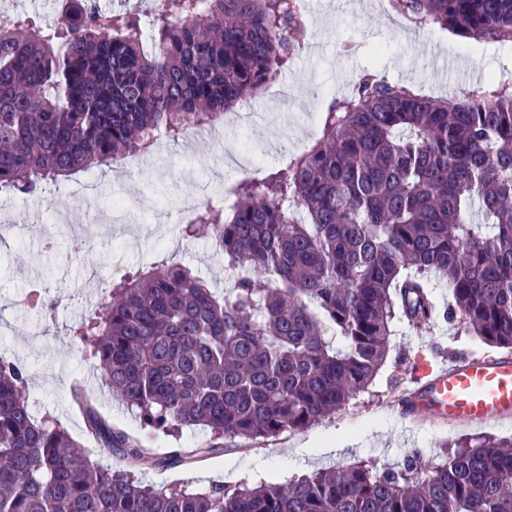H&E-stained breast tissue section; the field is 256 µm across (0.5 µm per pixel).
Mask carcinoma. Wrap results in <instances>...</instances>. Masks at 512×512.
I'll use <instances>...</instances> for the list:
<instances>
[{
  "mask_svg": "<svg viewBox=\"0 0 512 512\" xmlns=\"http://www.w3.org/2000/svg\"><path fill=\"white\" fill-rule=\"evenodd\" d=\"M392 2L410 25L512 44V0ZM157 12L150 48L136 10L94 0L43 23L0 16V189L111 169L149 153L157 130L175 143L222 122L304 48L305 0H158ZM201 230L230 287L151 263L71 332L141 426L201 425L213 441L159 459L77 385L98 451L127 461L112 470L33 415L27 367L1 357L0 512H512V438L461 439L437 466L342 465L232 491L131 473L321 422L373 382L395 322L435 319L431 276L469 331L512 349V76L443 98L367 74L286 164L196 208L182 231Z\"/></svg>",
  "mask_w": 512,
  "mask_h": 512,
  "instance_id": "obj_1",
  "label": "carcinoma"
}]
</instances>
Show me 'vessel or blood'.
Instances as JSON below:
<instances>
[{"mask_svg": "<svg viewBox=\"0 0 512 512\" xmlns=\"http://www.w3.org/2000/svg\"><path fill=\"white\" fill-rule=\"evenodd\" d=\"M413 425L479 427L512 420V354L419 365L399 402Z\"/></svg>", "mask_w": 512, "mask_h": 512, "instance_id": "vessel-or-blood-1", "label": "vessel or blood"}]
</instances>
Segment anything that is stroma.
<instances>
[{
  "instance_id": "35a3bbf8",
  "label": "stroma",
  "mask_w": 512,
  "mask_h": 512,
  "mask_svg": "<svg viewBox=\"0 0 512 512\" xmlns=\"http://www.w3.org/2000/svg\"><path fill=\"white\" fill-rule=\"evenodd\" d=\"M307 3V25L301 36L304 49L285 72L300 96L298 105L288 110L287 124L273 130L242 117L200 146L188 137L176 143L163 140L151 155L123 168L121 177L109 170L96 172L92 192L98 203H111L115 188L127 186L125 199L140 214L131 236H122L106 224H88L90 246L68 269H57L42 245L48 226L37 217L49 208L75 220L84 218L86 201L73 189L85 182V174L62 181L48 195L0 192V240L10 243L16 264L15 271L0 276V319L33 328L27 336L0 335V355L28 366L34 414L47 412L57 417L78 441L87 442L88 436L85 419L74 403L73 383L94 365L84 360L77 340L67 331L85 316L77 307V294L88 285L109 295L116 270L129 271L160 259L191 265L217 288H227L224 260L216 255L207 236L187 238L177 227L185 219L183 201L201 194L200 172L226 154L231 142H239L256 156L262 170L269 171L320 136V127L308 126L307 112L331 96L345 94L347 83L357 82L363 74H377L422 94L451 97L464 88L486 87L492 77L512 72V48L450 37L436 26L409 27L393 19L385 0ZM33 279L57 303L58 327L53 332H45L41 317L26 302ZM489 351V346L455 321L420 330L397 325L391 350L372 385L334 415L274 438L225 440L223 452L149 473L145 480L202 492L214 483L229 489L246 482L282 483L321 468L360 461L382 472L399 469L412 453L423 463H440L443 444L459 437L481 433L512 438V421L480 430L429 426L411 430L398 417L397 399L410 382V365L417 354L436 364ZM89 394L102 417L154 455L163 457L211 439L210 431L201 427L176 435L146 429L104 386L90 388Z\"/></svg>"
}]
</instances>
